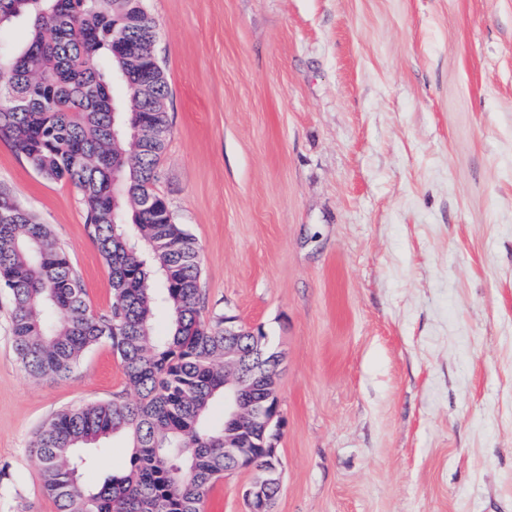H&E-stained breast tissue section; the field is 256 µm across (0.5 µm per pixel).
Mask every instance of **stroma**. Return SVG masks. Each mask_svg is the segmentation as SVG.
Segmentation results:
<instances>
[{
  "mask_svg": "<svg viewBox=\"0 0 512 512\" xmlns=\"http://www.w3.org/2000/svg\"><path fill=\"white\" fill-rule=\"evenodd\" d=\"M169 84L158 191L202 254L205 315L283 355L273 512H512V0H144ZM90 307L112 285L71 185L0 142ZM0 290V512H56L32 442L125 392L109 344L36 381ZM83 485L123 475L111 435ZM255 473L204 512H246Z\"/></svg>",
  "mask_w": 512,
  "mask_h": 512,
  "instance_id": "stroma-1",
  "label": "stroma"
}]
</instances>
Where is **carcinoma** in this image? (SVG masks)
<instances>
[{
	"label": "carcinoma",
	"mask_w": 512,
	"mask_h": 512,
	"mask_svg": "<svg viewBox=\"0 0 512 512\" xmlns=\"http://www.w3.org/2000/svg\"><path fill=\"white\" fill-rule=\"evenodd\" d=\"M25 41L0 47V140L44 179L69 183L86 205V231L112 283V305L90 310L84 285L48 225L0 190V289L12 298L9 339L34 380L68 376L106 342L134 393L55 414L33 442L44 493L57 512H202L224 474V432L253 448L256 476L278 483L255 421L217 423L224 399V317L203 316L201 255L157 190L170 131L169 84L154 64V21L137 0H0V32ZM151 195L155 205L139 210ZM168 311L167 334L154 312ZM126 433L127 472L94 488L79 450Z\"/></svg>",
	"instance_id": "1"
}]
</instances>
